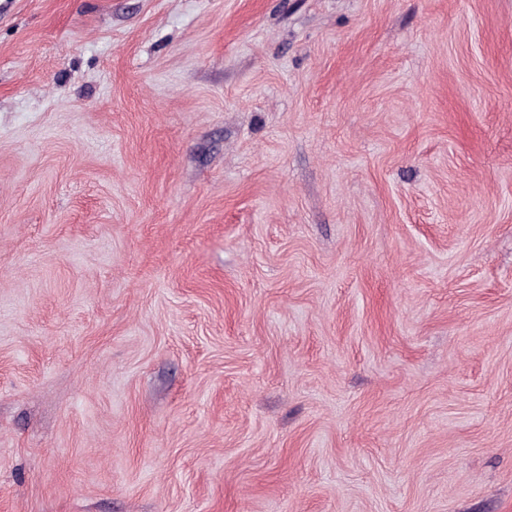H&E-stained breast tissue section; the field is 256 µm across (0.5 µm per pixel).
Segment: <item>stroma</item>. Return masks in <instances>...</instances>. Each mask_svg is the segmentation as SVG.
<instances>
[{
	"instance_id": "stroma-1",
	"label": "stroma",
	"mask_w": 512,
	"mask_h": 512,
	"mask_svg": "<svg viewBox=\"0 0 512 512\" xmlns=\"http://www.w3.org/2000/svg\"><path fill=\"white\" fill-rule=\"evenodd\" d=\"M0 512H512V0H0Z\"/></svg>"
}]
</instances>
